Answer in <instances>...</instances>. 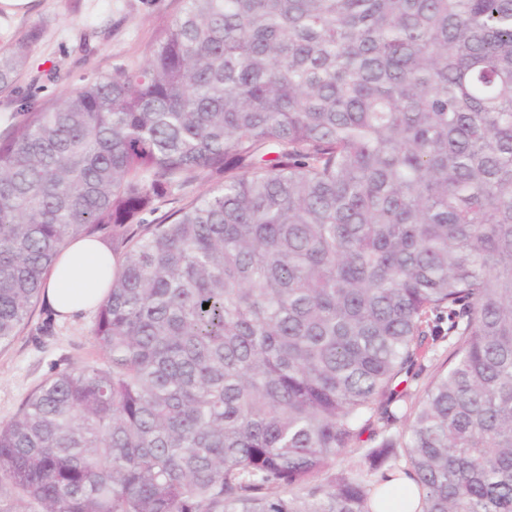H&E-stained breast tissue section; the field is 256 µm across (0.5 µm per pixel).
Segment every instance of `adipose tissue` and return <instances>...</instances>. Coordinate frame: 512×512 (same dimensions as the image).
<instances>
[{"instance_id": "obj_1", "label": "adipose tissue", "mask_w": 512, "mask_h": 512, "mask_svg": "<svg viewBox=\"0 0 512 512\" xmlns=\"http://www.w3.org/2000/svg\"><path fill=\"white\" fill-rule=\"evenodd\" d=\"M112 261L111 251L101 240L71 241L47 278L48 304L63 317L96 309L108 292L107 266Z\"/></svg>"}]
</instances>
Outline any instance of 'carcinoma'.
Listing matches in <instances>:
<instances>
[{"mask_svg": "<svg viewBox=\"0 0 512 512\" xmlns=\"http://www.w3.org/2000/svg\"><path fill=\"white\" fill-rule=\"evenodd\" d=\"M38 36L0 49V348L67 241L120 261L108 365L0 425L9 502L372 512L382 469L422 512H512V0H185L51 108L17 86ZM439 336L406 430L315 483ZM210 186L211 183L207 182L206 180H199L197 182H194L191 186L187 188V194L183 200L176 199L161 204L160 209L157 212L145 216L146 221L148 223L156 222L161 216H163L166 213L170 214L174 210L181 207L182 204L188 201L189 199L206 193L209 190Z\"/></svg>", "mask_w": 512, "mask_h": 512, "instance_id": "carcinoma-1", "label": "carcinoma"}]
</instances>
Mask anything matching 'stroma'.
<instances>
[{
	"label": "stroma",
	"instance_id": "1",
	"mask_svg": "<svg viewBox=\"0 0 512 512\" xmlns=\"http://www.w3.org/2000/svg\"><path fill=\"white\" fill-rule=\"evenodd\" d=\"M184 0H0V49L38 31L22 90L48 106L65 92L119 66L143 63L157 36ZM94 313L57 318L39 301L13 343L0 349V424L11 420L27 396L56 370L105 364L93 335ZM447 339L431 344L413 376L395 382L404 411H412L431 377L447 361Z\"/></svg>",
	"mask_w": 512,
	"mask_h": 512
}]
</instances>
